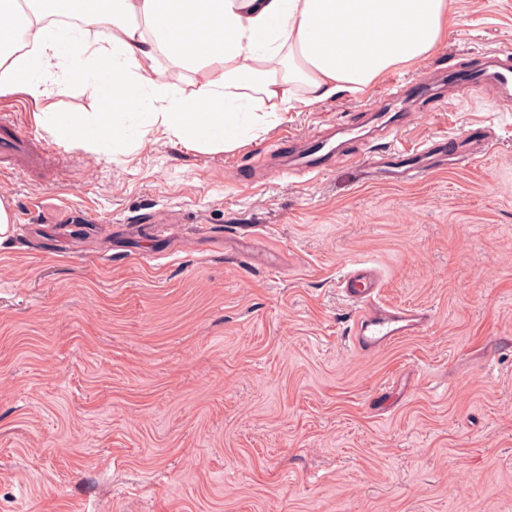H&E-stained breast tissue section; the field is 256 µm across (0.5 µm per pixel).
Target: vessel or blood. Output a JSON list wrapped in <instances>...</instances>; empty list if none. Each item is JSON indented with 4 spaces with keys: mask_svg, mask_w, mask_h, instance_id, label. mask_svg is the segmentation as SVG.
<instances>
[{
    "mask_svg": "<svg viewBox=\"0 0 512 512\" xmlns=\"http://www.w3.org/2000/svg\"><path fill=\"white\" fill-rule=\"evenodd\" d=\"M439 71L462 92H482L490 87L504 92L512 86V53L502 52L481 68H461L445 61L440 64ZM408 90L413 100L422 104L424 111L438 109L441 100L433 85L414 82ZM401 122L399 113L377 112L370 124H344L337 132L346 142L363 146L367 156L365 169L373 178L405 183L420 178L433 168L459 164L463 144L455 138L431 139L416 147L397 146L391 136ZM284 146L288 151L284 175H318L334 163L336 149L330 146L328 139H291L285 141ZM59 159V152L49 143L38 142L36 132L21 126L14 114H0L1 169L23 173L45 170L58 164ZM338 287L353 312L350 341L358 350L375 352L390 347L406 337L424 332L432 321L427 310L382 302L379 298L380 271L367 263H356L348 268Z\"/></svg>",
    "mask_w": 512,
    "mask_h": 512,
    "instance_id": "1",
    "label": "vessel or blood"
}]
</instances>
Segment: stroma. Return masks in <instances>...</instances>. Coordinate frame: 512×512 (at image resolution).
Instances as JSON below:
<instances>
[{
	"label": "stroma",
	"instance_id": "obj_1",
	"mask_svg": "<svg viewBox=\"0 0 512 512\" xmlns=\"http://www.w3.org/2000/svg\"><path fill=\"white\" fill-rule=\"evenodd\" d=\"M448 16L426 58L235 150L153 131L0 171L28 217L0 243V512H512V102L413 113L403 145L475 149L409 183L367 181L360 156L310 180L267 160L438 81L445 56L512 51V0ZM355 261L429 330L355 349Z\"/></svg>",
	"mask_w": 512,
	"mask_h": 512
}]
</instances>
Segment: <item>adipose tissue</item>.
I'll return each mask as SVG.
<instances>
[{"instance_id":"adipose-tissue-1","label":"adipose tissue","mask_w":512,"mask_h":512,"mask_svg":"<svg viewBox=\"0 0 512 512\" xmlns=\"http://www.w3.org/2000/svg\"><path fill=\"white\" fill-rule=\"evenodd\" d=\"M448 32V0H0V97L22 91L65 144L111 154L159 131L222 152L273 119L363 91L425 58ZM196 75L190 93L161 61ZM79 76L111 109L61 112Z\"/></svg>"}]
</instances>
